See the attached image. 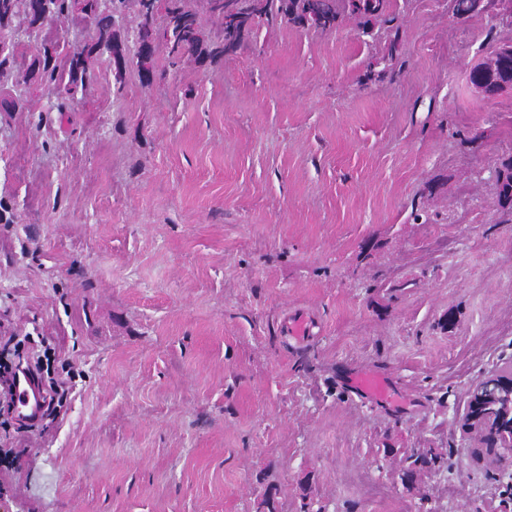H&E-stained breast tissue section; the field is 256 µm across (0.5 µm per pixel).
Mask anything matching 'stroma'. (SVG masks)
Here are the masks:
<instances>
[{"instance_id":"35a3bbf8","label":"stroma","mask_w":512,"mask_h":512,"mask_svg":"<svg viewBox=\"0 0 512 512\" xmlns=\"http://www.w3.org/2000/svg\"><path fill=\"white\" fill-rule=\"evenodd\" d=\"M453 2L160 50L150 86L104 55L62 112L10 86L0 370L52 401L0 402V512H512L457 424L512 363V92L469 82L512 16ZM408 448L442 461L413 488ZM499 186L496 192L497 205L512 210V157L502 163L499 170ZM13 394V409L17 417L26 422L38 420L46 401L38 380L32 374H20L13 383ZM353 384L363 393L380 400H390L392 392L385 379L377 374L362 373L353 378Z\"/></svg>"}]
</instances>
